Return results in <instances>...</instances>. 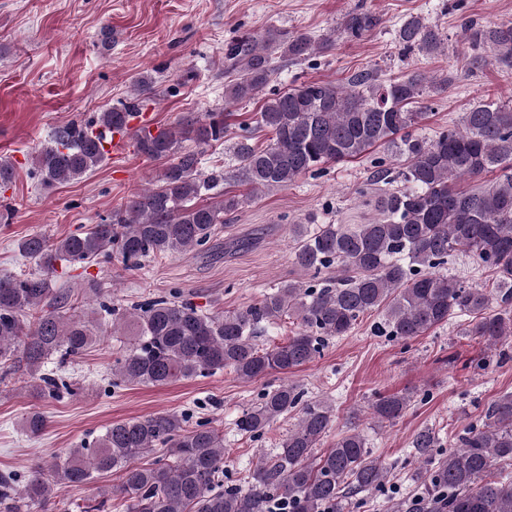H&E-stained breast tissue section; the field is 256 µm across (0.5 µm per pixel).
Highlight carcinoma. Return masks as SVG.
<instances>
[{
	"label": "carcinoma",
	"instance_id": "obj_1",
	"mask_svg": "<svg viewBox=\"0 0 512 512\" xmlns=\"http://www.w3.org/2000/svg\"><path fill=\"white\" fill-rule=\"evenodd\" d=\"M379 24L364 10L347 14L341 32L359 39ZM473 50L493 46L499 62L512 67V22L493 26L475 20L464 24ZM403 49L434 52L441 35L424 18L410 15L396 31ZM328 37L269 29L230 46L234 80L224 87V102L252 99L274 69L271 48L292 61L331 49ZM426 76L417 73L390 81L356 75L350 89L311 81L276 91L256 113L254 124L240 126L229 146L239 182L253 193L286 187L323 166L356 159L378 143L389 144L406 158L398 174L380 165L372 173L380 187L383 218L369 224L295 225L294 262L316 274L333 265L336 280L313 277L266 293L241 311L208 315L174 292L136 303L131 311L101 304L112 317V335L127 340L112 367V385H165L226 368L250 381L273 372L286 375L312 361L326 341L347 335L361 317L382 314L381 332L411 340L471 317L472 336L491 345L512 336V105L479 102L464 113L459 128L432 138L408 129L424 119L415 110ZM154 92L151 82L137 85L135 101L102 113L96 123L60 125L37 155L40 183L75 180L106 157L103 132L125 131L136 101ZM271 134L269 143H252L256 130ZM222 112L189 115L177 129L141 130L138 154L162 163L151 187L90 228H81L57 243L38 235L22 242L21 251L48 269L56 260L72 265L109 251L125 269L158 255L176 256L205 246L224 223V214L242 200L229 192L216 202L198 199L224 180V171L202 172L201 152L182 146L192 141L209 146L228 136ZM500 171L490 185L461 190L457 183L485 172ZM401 185H396V182ZM466 253L495 276L497 298L487 289L466 285L438 268L454 253ZM77 309L69 293L55 291L38 273L0 278V366L21 370L44 396L58 395L66 383L45 371L53 359L82 355L95 341V325L71 314ZM293 318L299 331L288 341L263 348L258 333L282 318ZM409 405L406 396H381L368 404L372 418L392 423ZM299 409L294 428L279 448L259 456L248 487H226L224 434L200 421L184 428L177 414L114 422L103 433L70 450L63 465L48 474L31 471L26 484L0 475V509L31 512L33 506L80 487L93 474L117 473V493L125 512H349L354 496L380 490L388 468L373 457L366 439L348 430L317 452L333 426L332 406L303 400L284 380L265 392L259 403L238 418L237 430L259 438L279 417ZM46 420L39 413L23 419L24 429L40 434ZM161 447L165 457L152 466L135 460ZM419 466L412 472L419 493L404 503V512H512V392L500 395L485 419L470 425L458 443L439 448L435 432L419 431L412 441Z\"/></svg>",
	"mask_w": 512,
	"mask_h": 512
}]
</instances>
